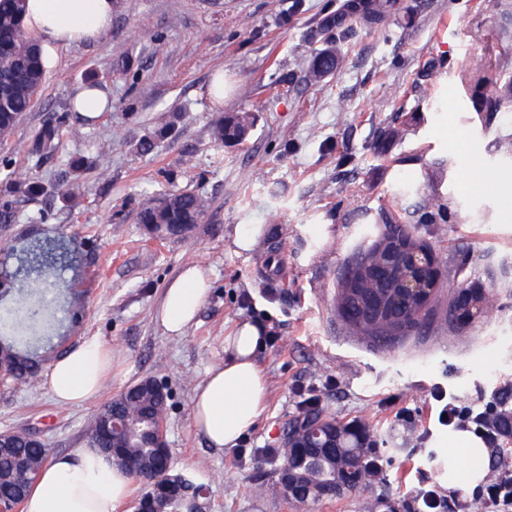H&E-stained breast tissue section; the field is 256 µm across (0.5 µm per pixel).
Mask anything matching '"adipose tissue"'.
<instances>
[{"mask_svg": "<svg viewBox=\"0 0 512 512\" xmlns=\"http://www.w3.org/2000/svg\"><path fill=\"white\" fill-rule=\"evenodd\" d=\"M117 5V0H28L25 23L50 63L57 48L96 40L109 30ZM210 288L209 278L196 264L171 280L156 315L164 331L183 335ZM263 344V328L239 325L224 339L223 365L210 370L195 389L193 424L214 449L235 446L267 406L268 382L258 363ZM113 372L111 347L92 337L52 361L44 384L55 403L78 407L98 397ZM133 490L126 469L83 445L48 458L22 512H120Z\"/></svg>", "mask_w": 512, "mask_h": 512, "instance_id": "1", "label": "adipose tissue"}]
</instances>
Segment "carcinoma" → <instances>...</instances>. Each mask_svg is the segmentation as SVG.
Returning <instances> with one entry per match:
<instances>
[{"label": "carcinoma", "mask_w": 512, "mask_h": 512, "mask_svg": "<svg viewBox=\"0 0 512 512\" xmlns=\"http://www.w3.org/2000/svg\"><path fill=\"white\" fill-rule=\"evenodd\" d=\"M360 9L343 11L342 20L327 26L332 32L329 45L317 52L311 61L309 74L320 81L336 73L342 57L336 42L345 37L351 26L347 17L366 27H375L392 13L395 0H357ZM26 0H0V138L9 139L33 110L46 78L39 44L33 40L23 23ZM465 94L478 114L512 111V71L500 68V60L492 56L480 69H469L461 75ZM68 115L56 122H45L31 129L26 152L41 159L56 152L60 128ZM254 121L238 114L219 116L213 136L216 142L241 143ZM41 194V186L23 178L10 162L0 167V226L18 219L16 203L32 200ZM206 201L190 191L164 192L144 200L135 212L134 220L144 230H153L160 239L180 240L184 224L194 223L205 213ZM67 255L51 250L34 251L26 260V272L18 280L19 298L16 304L0 310V335L11 340L5 346L11 351L7 358V378L4 385L22 386L37 379L42 371L41 360L28 349L37 334L47 330L56 310L48 299L50 271L65 262ZM337 313L342 321L363 336H391L403 332L407 321L402 311L383 313L377 317L374 309L389 306L399 290L395 280L382 281L372 263L362 261L338 284ZM167 413V400L141 380L104 402L86 429L87 441L105 449L117 447V461L134 466L146 490L134 508L142 512H205L207 498L199 495L202 484L184 474L171 473L169 457L158 445L165 442L154 435L157 424ZM125 420L129 428L112 433L110 419ZM313 424L329 433L332 448H301L288 454L277 449L280 460L278 482L291 481L298 496L294 502L305 507L324 498H341L365 485L373 476L372 457L375 433L370 425L358 421H341L323 413L317 405L304 406L289 422L294 432ZM49 451L25 436H16L0 447V497L21 501L36 481Z\"/></svg>", "instance_id": "cac0c4a2"}]
</instances>
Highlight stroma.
<instances>
[{
	"label": "stroma",
	"instance_id": "1",
	"mask_svg": "<svg viewBox=\"0 0 512 512\" xmlns=\"http://www.w3.org/2000/svg\"><path fill=\"white\" fill-rule=\"evenodd\" d=\"M343 0H119L97 40L60 49L42 97L0 159L41 181L18 204L0 252V299L12 301L31 245L64 241L76 256L55 293L51 340L31 346L51 361L90 337L111 346L127 379H106L99 398L55 404L44 385L0 387V432L33 430L51 454L79 447L103 399L150 377L170 392L165 437L173 472L209 489V512H418L429 488L455 495L450 427L433 394L479 414L512 386V112L477 115L460 74L488 49L512 71V42L490 0H398L375 29L357 26L339 44L343 64L316 82L323 27ZM436 66V82L425 73ZM97 83L111 102L100 119L70 118L57 152L29 157L31 127L55 120L76 92ZM247 112L249 137L216 145L218 114ZM398 138H388L390 129ZM155 137L151 152L135 143ZM89 164L72 185L53 175L71 156ZM187 190L207 204L181 241L152 240L134 215L144 196ZM446 216L416 221L425 200ZM413 226L449 279L495 283L497 310L467 335L448 329L385 344L352 333L336 315L337 280L380 233V212ZM254 238L236 252V229ZM203 266L212 288L185 335L155 316L170 280ZM276 341L258 361L269 402L240 449L216 451L196 433L191 399L224 361V338L243 322ZM380 435L381 472L339 499L303 508L276 490L280 448L302 401Z\"/></svg>",
	"mask_w": 512,
	"mask_h": 512
}]
</instances>
